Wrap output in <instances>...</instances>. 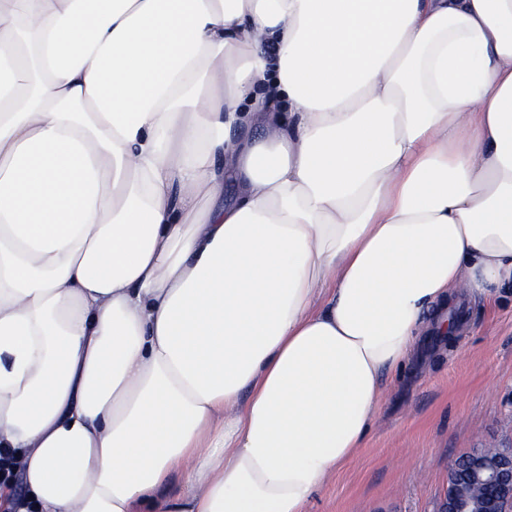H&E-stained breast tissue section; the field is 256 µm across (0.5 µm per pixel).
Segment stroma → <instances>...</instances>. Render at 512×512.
<instances>
[{
	"instance_id": "1",
	"label": "stroma",
	"mask_w": 512,
	"mask_h": 512,
	"mask_svg": "<svg viewBox=\"0 0 512 512\" xmlns=\"http://www.w3.org/2000/svg\"><path fill=\"white\" fill-rule=\"evenodd\" d=\"M453 338L428 336L383 391L373 430L308 512H436L449 461L512 448V300L466 307Z\"/></svg>"
}]
</instances>
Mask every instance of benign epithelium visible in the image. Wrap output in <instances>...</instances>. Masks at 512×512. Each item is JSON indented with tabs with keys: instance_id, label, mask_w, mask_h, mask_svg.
<instances>
[{
	"instance_id": "obj_1",
	"label": "benign epithelium",
	"mask_w": 512,
	"mask_h": 512,
	"mask_svg": "<svg viewBox=\"0 0 512 512\" xmlns=\"http://www.w3.org/2000/svg\"><path fill=\"white\" fill-rule=\"evenodd\" d=\"M461 461L485 491L482 512H512V448L497 449L493 458L473 448L449 463L447 485L437 512H471V503L458 489L457 467Z\"/></svg>"
}]
</instances>
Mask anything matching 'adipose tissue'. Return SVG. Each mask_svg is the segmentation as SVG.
<instances>
[{
	"label": "adipose tissue",
	"mask_w": 512,
	"mask_h": 512,
	"mask_svg": "<svg viewBox=\"0 0 512 512\" xmlns=\"http://www.w3.org/2000/svg\"><path fill=\"white\" fill-rule=\"evenodd\" d=\"M510 288L512 0H0L10 512H307Z\"/></svg>",
	"instance_id": "1"
}]
</instances>
